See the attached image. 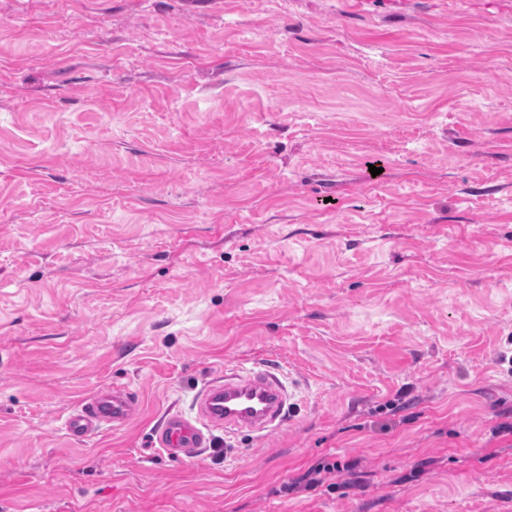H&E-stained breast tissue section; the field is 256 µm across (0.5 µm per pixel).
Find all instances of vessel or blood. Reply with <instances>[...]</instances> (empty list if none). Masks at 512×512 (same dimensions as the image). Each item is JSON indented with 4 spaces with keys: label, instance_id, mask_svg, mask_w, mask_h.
Here are the masks:
<instances>
[{
    "label": "vessel or blood",
    "instance_id": "b4317fda",
    "mask_svg": "<svg viewBox=\"0 0 512 512\" xmlns=\"http://www.w3.org/2000/svg\"><path fill=\"white\" fill-rule=\"evenodd\" d=\"M285 390L272 366H237L223 380L209 383L196 399L197 415H168L154 430L158 451L171 458L190 459L207 447L208 431L247 429L265 432L283 419ZM140 405L137 393L125 387L95 392L83 398L66 419L69 435L85 439L107 428L125 425Z\"/></svg>",
    "mask_w": 512,
    "mask_h": 512
}]
</instances>
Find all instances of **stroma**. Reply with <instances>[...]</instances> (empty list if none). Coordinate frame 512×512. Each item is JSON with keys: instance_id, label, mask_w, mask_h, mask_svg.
<instances>
[{"instance_id": "stroma-1", "label": "stroma", "mask_w": 512, "mask_h": 512, "mask_svg": "<svg viewBox=\"0 0 512 512\" xmlns=\"http://www.w3.org/2000/svg\"><path fill=\"white\" fill-rule=\"evenodd\" d=\"M266 363L278 430L153 450ZM506 423L512 0H0V512H512ZM140 398L126 387L94 392L83 398L66 419L69 435L85 439L106 428L125 425L137 412ZM340 469L339 465L336 462H333L332 464H326L318 467L311 468L309 472L305 473L304 475L294 479L291 484L285 485L282 490L286 493L288 491H293L295 489H298L302 483H305V488H315L318 486H321L325 480L326 476H323V474H331L338 471Z\"/></svg>"}]
</instances>
